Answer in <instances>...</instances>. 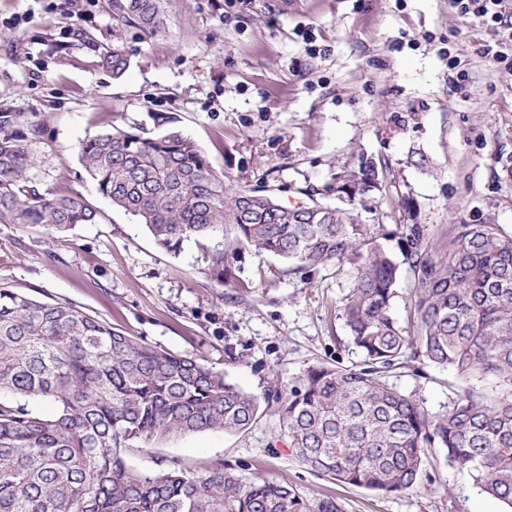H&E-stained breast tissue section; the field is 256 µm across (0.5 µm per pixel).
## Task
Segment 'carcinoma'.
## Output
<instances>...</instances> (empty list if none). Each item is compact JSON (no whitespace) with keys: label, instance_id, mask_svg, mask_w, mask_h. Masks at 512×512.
Listing matches in <instances>:
<instances>
[{"label":"carcinoma","instance_id":"carcinoma-1","mask_svg":"<svg viewBox=\"0 0 512 512\" xmlns=\"http://www.w3.org/2000/svg\"><path fill=\"white\" fill-rule=\"evenodd\" d=\"M112 11L151 33L163 26L159 0H112ZM99 65L119 77L127 58L116 44ZM16 126L13 113L0 112V224L65 232L96 223L80 197L29 184L33 157ZM81 160L112 206L167 252L228 228L294 274L348 271L342 315L364 363L309 366L261 399L224 372L140 343L70 303L1 286L0 512H339L330 498L313 504L264 479L244 486L222 467L196 474L176 461L151 472L129 464L133 450L177 435L246 432L264 415L263 399L277 404L280 435L302 464L338 483L409 492L433 448L512 510V230L484 220L398 224L380 235L349 208L314 199L284 207L267 189L225 187L224 173L173 130L104 131L82 143ZM380 172L362 157L336 177L338 199H362ZM390 237L400 260L380 242ZM236 259L235 250L209 251V276L224 283ZM404 270L413 288L401 324L392 302ZM416 360L496 385L490 393L454 388L448 409L434 412L383 380ZM37 399L56 412L37 413L29 406Z\"/></svg>","mask_w":512,"mask_h":512}]
</instances>
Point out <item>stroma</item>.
<instances>
[{
	"label": "stroma",
	"mask_w": 512,
	"mask_h": 512,
	"mask_svg": "<svg viewBox=\"0 0 512 512\" xmlns=\"http://www.w3.org/2000/svg\"><path fill=\"white\" fill-rule=\"evenodd\" d=\"M164 28L119 20L112 0H0V112L20 116L41 192L80 196L94 224L57 233L0 224V285L69 302L143 343L191 355L264 396L316 364L362 356L341 316L350 280L335 267L312 280L245 250L224 282L202 246L179 254L113 208L80 158L84 139L112 128L192 138L237 189L267 187L282 204L336 200V176L363 155L381 162L378 189L354 211L364 223L441 228L479 218L512 227V66L483 46L496 33L459 18L448 0H161ZM129 65L99 68L113 35ZM469 75L448 93V59ZM419 123L407 125L409 113ZM390 385L430 409L448 407L455 374L389 372ZM224 466L248 483L288 484L341 512H504L467 472L430 454L421 486L384 495L305 467L266 413L248 432L207 431L136 451L131 465Z\"/></svg>",
	"instance_id": "35a3bbf8"
}]
</instances>
